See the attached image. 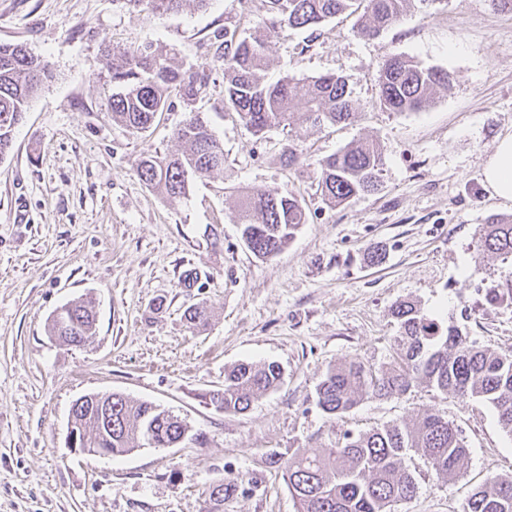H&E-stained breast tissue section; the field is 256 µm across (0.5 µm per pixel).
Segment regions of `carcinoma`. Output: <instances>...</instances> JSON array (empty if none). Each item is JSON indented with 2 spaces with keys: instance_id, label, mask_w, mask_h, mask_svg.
<instances>
[{
  "instance_id": "carcinoma-1",
  "label": "carcinoma",
  "mask_w": 512,
  "mask_h": 512,
  "mask_svg": "<svg viewBox=\"0 0 512 512\" xmlns=\"http://www.w3.org/2000/svg\"><path fill=\"white\" fill-rule=\"evenodd\" d=\"M153 14L175 12L190 2L203 7L208 0H125ZM273 17L257 23L249 35L235 25L217 31V57L224 74V107L237 115L252 135L261 138L273 129L293 125L345 123L358 108L346 80L334 74L299 83L263 81L261 71L272 52L276 29L310 28L346 12L362 11L359 30L376 36L408 11L413 0H263ZM112 83V120L141 132L161 112L183 105L187 118L176 128L181 149L175 154L140 155L133 165L138 178L168 197H184L197 178L224 173V147L215 138L195 105L208 85L209 69L186 64L175 48L144 41L112 52L108 59ZM45 65L22 44L0 43V160L12 149L13 133L41 88ZM450 74L428 68L404 55L385 60L379 70L380 106L390 112L421 110L438 89L450 85ZM384 166L382 149L373 142L346 147L314 162L317 192L330 208L376 193ZM306 222L302 201L292 191L252 190L239 201L238 223L248 250L258 257L283 251ZM483 251L512 257V220L494 218L486 224ZM487 303H512V287L491 288ZM398 321L397 359L375 372L357 361L327 370L316 387L317 405L340 416L360 401L406 393L414 384L442 396L481 398L492 405L503 431L512 437V356L482 349L458 328H446L429 318L417 304L401 301L392 310ZM68 322H52L53 335L71 345L78 336H92L96 311L92 302H71ZM283 380L274 363H241L224 375V388L215 391L222 410L242 412ZM112 429L100 428L87 414L76 416L74 427L88 448H110L120 456L143 447L146 433L160 446L179 440L188 426L179 417L124 394H112ZM418 453L440 476L454 477L466 457L458 430L438 413H424L401 424L386 425L356 436L343 446L320 454L295 453L284 464L283 479L298 512H393V506L414 497L418 483L403 466L410 452ZM237 481L219 483L209 491L215 506L233 496ZM464 512H512V478L492 476L469 497Z\"/></svg>"
}]
</instances>
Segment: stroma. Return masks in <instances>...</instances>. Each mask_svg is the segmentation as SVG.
I'll use <instances>...</instances> for the list:
<instances>
[{
	"label": "stroma",
	"instance_id": "stroma-1",
	"mask_svg": "<svg viewBox=\"0 0 512 512\" xmlns=\"http://www.w3.org/2000/svg\"><path fill=\"white\" fill-rule=\"evenodd\" d=\"M265 15L263 0L162 15L123 0H0V43L24 44L50 72L0 161V512H205L211 487L232 479L224 512H296L282 476L292 453L424 412L448 418L467 457L448 480L406 456L418 492L397 512H463L487 476H512V437L483 399L415 385L335 418L316 401L331 366H389L391 309L403 300L478 346L512 352V304L486 302L488 288L512 285V258L482 250L488 218L512 216L482 174L512 133V14L489 0H415L375 38L358 34L353 15L280 30L266 81L342 76L357 117L259 139L225 110L223 75L213 70L197 108L224 146V172L196 181L187 197L164 198L133 163L177 149L183 109L138 133L114 123L106 51L150 39L211 66L225 21L245 36ZM394 54L448 71V89L418 112L381 110L379 67ZM360 140L384 150L382 185L327 207L309 163ZM290 142L306 166L284 165ZM285 188L308 220L288 248L256 257L236 222L240 194ZM81 297L94 301L98 322L74 347L52 336L51 319ZM195 304L211 311L200 330L184 318ZM241 362L278 363L284 380L245 412L219 410L207 395ZM112 392L172 411L188 435L122 456L71 452L72 404Z\"/></svg>",
	"mask_w": 512,
	"mask_h": 512
}]
</instances>
